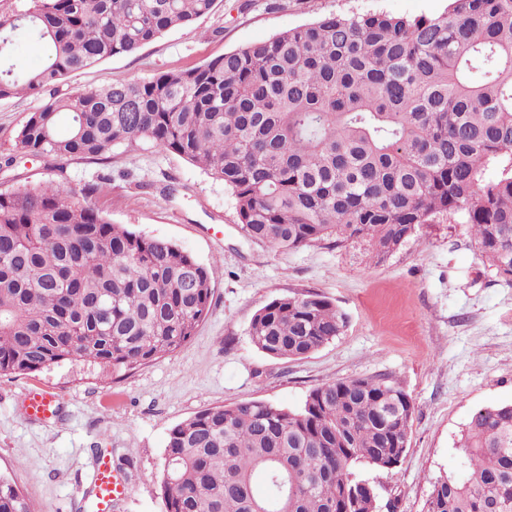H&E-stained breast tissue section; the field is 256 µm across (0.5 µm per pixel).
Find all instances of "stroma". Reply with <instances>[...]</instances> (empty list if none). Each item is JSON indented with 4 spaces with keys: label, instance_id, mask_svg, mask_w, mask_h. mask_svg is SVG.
Returning <instances> with one entry per match:
<instances>
[{
    "label": "stroma",
    "instance_id": "obj_1",
    "mask_svg": "<svg viewBox=\"0 0 512 512\" xmlns=\"http://www.w3.org/2000/svg\"><path fill=\"white\" fill-rule=\"evenodd\" d=\"M450 0H218L194 30L173 29L136 53L70 74L61 92L104 81L187 69L328 15L381 10L436 16ZM39 99L0 100V190L56 179L44 160L15 146L14 135ZM69 185L107 179L95 206L115 224L171 239L215 264L210 313L174 353L113 373L72 361L28 374L0 375V471L33 512H89L82 500L97 452L107 453L129 492L115 512H164L159 493L168 430L194 413L244 399L287 409L330 379L387 378L410 396L414 413L403 461L356 474L378 492V512H424L437 478L460 473L461 431L477 410L512 403V285L496 277L470 227L429 218L396 251L382 255L355 239L328 249L274 250L247 239L223 184L152 144L119 145L101 163L66 162ZM176 192H169V185ZM328 297L347 326L318 351L274 359L248 335L254 313L298 291ZM46 388L62 401L63 421L31 423L24 394Z\"/></svg>",
    "mask_w": 512,
    "mask_h": 512
}]
</instances>
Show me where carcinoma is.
<instances>
[{
	"instance_id": "cac0c4a2",
	"label": "carcinoma",
	"mask_w": 512,
	"mask_h": 512,
	"mask_svg": "<svg viewBox=\"0 0 512 512\" xmlns=\"http://www.w3.org/2000/svg\"><path fill=\"white\" fill-rule=\"evenodd\" d=\"M217 0H0V99L46 93L15 146L60 179L0 190V374L73 359L132 370L184 346L208 316L214 267L112 223L68 186L64 162L150 142L224 184L245 235L278 250L366 238L385 254L433 215L469 224L512 285V0H451L436 17L330 15L192 68L62 94L71 72L189 29ZM28 37L46 64L16 55ZM500 174L485 177L503 160ZM327 297L271 299L249 325L276 359L335 340ZM413 408L383 378L327 380L303 405L207 408L167 433L164 512H376L355 469H388ZM465 475L438 478L425 512H512V403L474 412ZM263 476L272 498L254 492ZM0 512H32L0 472Z\"/></svg>"
}]
</instances>
